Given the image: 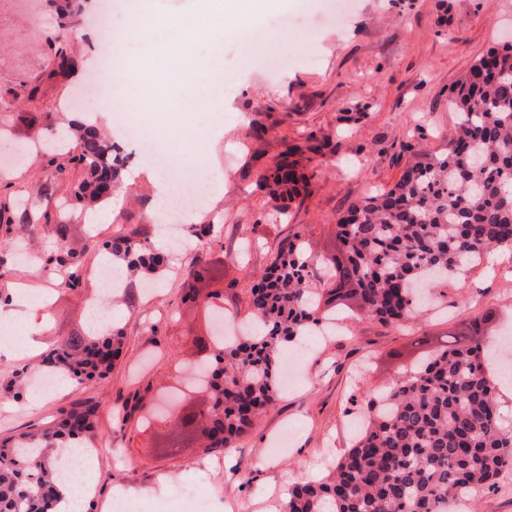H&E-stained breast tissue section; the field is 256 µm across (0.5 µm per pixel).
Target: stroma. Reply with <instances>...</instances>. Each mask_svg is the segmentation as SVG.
<instances>
[{"instance_id": "1", "label": "stroma", "mask_w": 512, "mask_h": 512, "mask_svg": "<svg viewBox=\"0 0 512 512\" xmlns=\"http://www.w3.org/2000/svg\"><path fill=\"white\" fill-rule=\"evenodd\" d=\"M318 2L281 0L257 21L265 37L254 45L241 38L216 45L200 35L192 67L167 80L163 103L179 116L173 125L142 109L150 100L142 85L167 49L149 53L137 42L123 48L130 77L117 84L115 97L132 105L128 122L179 160L188 150H203L224 179L208 206L189 216L183 248H172L149 221L157 172L122 134L112 136L125 158L122 179L97 220L72 204L82 171L71 153L38 152L24 164L0 165V258L6 260L0 292L51 298L42 311L14 306L7 323L18 352H0V385L37 364L55 337L84 328L87 307L98 297L96 272L105 255L100 244L116 228L168 261L152 293H143L134 277L121 295L114 317L124 328V352L107 383H62L50 395L0 400V438L42 426L72 403L97 405L92 444L98 476L84 498L86 512H111L118 489L130 512H181L175 491L190 480L206 490V512H278L289 483L322 477L349 447L357 414L395 375L449 335L469 334L476 318L487 317L488 341L512 328V250L503 249L459 273L442 301L417 321L389 326L341 311L342 328L308 337L300 381L235 447L206 454L193 436L171 450V425L150 417L149 407L172 396L179 409L197 406L177 370L199 361L193 340L210 334L216 310L247 318L248 293L282 243L301 238L316 280H326V265L339 248L338 215L398 180L411 157L406 143L442 151L458 123L448 107L451 89L488 49L512 43V0H358L341 26L324 18ZM107 3L84 0L93 21L73 34L61 28L51 0H40L43 22L36 28L0 15V158L14 146L38 147L72 123L73 111H61L60 103L94 84L106 43L96 19ZM61 42L75 61L65 76L52 72ZM214 55L233 75L231 87L188 95L197 87L199 64ZM349 112L361 113V120L346 122ZM309 138L322 145L323 163L311 194L293 201L287 220H278L256 180L287 146ZM217 210L223 224L205 239L194 236ZM90 222L100 244L89 248L84 226ZM28 224L36 225L35 236L26 235ZM60 224L69 225L72 246L86 250L82 286L75 290L43 266L60 253ZM191 289L197 292L192 301L185 297ZM284 432L292 436L287 452L273 453L274 439Z\"/></svg>"}]
</instances>
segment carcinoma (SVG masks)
<instances>
[{
    "mask_svg": "<svg viewBox=\"0 0 512 512\" xmlns=\"http://www.w3.org/2000/svg\"><path fill=\"white\" fill-rule=\"evenodd\" d=\"M74 66L63 47L54 74ZM458 112L456 137L440 153H418L396 183L353 204L336 223L341 257L332 260V287L311 279L305 245L279 249L260 283L250 289L247 336L229 342L197 340L208 352L205 406L179 419L196 428L204 452L234 447L257 415L280 393L281 351L350 305L384 324H403L422 313L425 286L445 287L459 271L482 264L492 250L512 246V44L490 50L451 91ZM319 146H293L262 171L256 184L272 208L288 218V205L308 195L316 172L296 156ZM73 160L84 171L75 196L100 206L112 196L124 165L112 140L91 123L78 125ZM70 229L57 226L69 258L67 286L81 285L82 251L66 246ZM112 255L132 267L151 268L160 256L118 228L107 241ZM473 334L452 336L418 369L392 380L372 398L353 444L320 481L288 486L279 512H453L512 471V430L502 426L491 352ZM123 348L119 327L61 336L41 366L63 373L76 387L105 381ZM95 406H71L33 433L0 441V512H51L60 494L52 457L96 431Z\"/></svg>",
    "mask_w": 512,
    "mask_h": 512,
    "instance_id": "1",
    "label": "carcinoma"
}]
</instances>
